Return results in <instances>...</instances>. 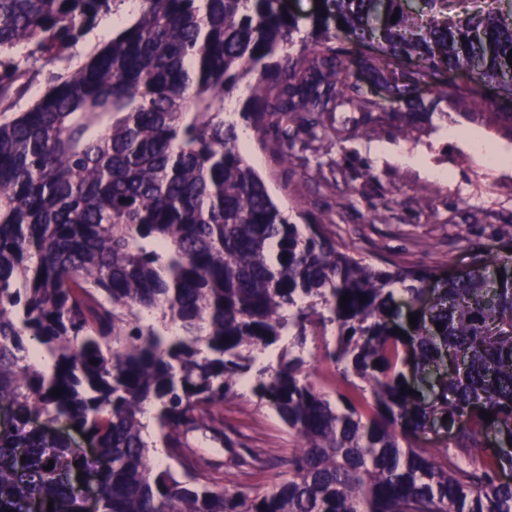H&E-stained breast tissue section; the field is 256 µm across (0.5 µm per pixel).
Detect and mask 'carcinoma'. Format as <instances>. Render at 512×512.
<instances>
[{"label": "carcinoma", "instance_id": "1", "mask_svg": "<svg viewBox=\"0 0 512 512\" xmlns=\"http://www.w3.org/2000/svg\"><path fill=\"white\" fill-rule=\"evenodd\" d=\"M128 2L0 0V512H83L90 480L98 512H512V255L477 257L420 308L437 271L377 269L290 223L224 121L253 79L241 117L283 155L297 117L352 104L336 83L367 44L370 81L410 112L425 111L417 86L459 67L511 100L512 0H319L297 58L284 0H141L72 64ZM340 33L351 47L332 46ZM400 295L417 313L404 338ZM330 326L327 356L360 403L333 401L293 351ZM451 354L462 367L432 382ZM247 374L302 447L278 483L230 489L186 434L221 423ZM63 422L94 451L57 436ZM437 424L455 448L441 457L418 443ZM158 443L181 472L152 464Z\"/></svg>", "mask_w": 512, "mask_h": 512}]
</instances>
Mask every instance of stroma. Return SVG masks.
Masks as SVG:
<instances>
[{
	"label": "stroma",
	"mask_w": 512,
	"mask_h": 512,
	"mask_svg": "<svg viewBox=\"0 0 512 512\" xmlns=\"http://www.w3.org/2000/svg\"><path fill=\"white\" fill-rule=\"evenodd\" d=\"M465 70L440 76L422 91L427 109L404 104L374 86L359 64L337 84L344 95L377 101L372 111L325 114L324 126L300 122L287 155L267 147L269 136L249 122L242 151L290 221L319 222L337 247L381 269L430 268L441 273L471 264L476 253H512V163L490 162L460 133L493 139L512 154V101L476 88L462 104L455 88ZM334 331L309 337V379L328 392L351 394L341 368L326 359ZM193 448L221 461V484L269 487L282 459L300 446L275 413L249 388L225 402L220 430L190 434ZM256 454L262 470L235 467L232 455Z\"/></svg>",
	"instance_id": "1"
}]
</instances>
